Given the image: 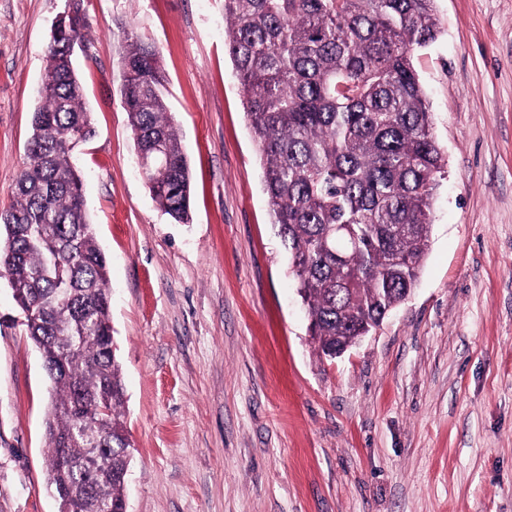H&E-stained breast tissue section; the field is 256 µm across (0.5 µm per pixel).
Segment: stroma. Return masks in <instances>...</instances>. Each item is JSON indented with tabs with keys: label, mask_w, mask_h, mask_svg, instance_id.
Masks as SVG:
<instances>
[{
	"label": "stroma",
	"mask_w": 512,
	"mask_h": 512,
	"mask_svg": "<svg viewBox=\"0 0 512 512\" xmlns=\"http://www.w3.org/2000/svg\"><path fill=\"white\" fill-rule=\"evenodd\" d=\"M97 127L78 155L108 258L134 446L127 512H512V0H436L414 55L444 166L419 283L328 359L310 336L227 51L224 0H80ZM68 0H0V210ZM158 52L192 170L158 208L120 96L128 34ZM51 384L0 279V512H57Z\"/></svg>",
	"instance_id": "1"
}]
</instances>
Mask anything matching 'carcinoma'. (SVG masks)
Instances as JSON below:
<instances>
[{"label":"carcinoma","instance_id":"carcinoma-1","mask_svg":"<svg viewBox=\"0 0 512 512\" xmlns=\"http://www.w3.org/2000/svg\"><path fill=\"white\" fill-rule=\"evenodd\" d=\"M435 0H224L228 53L263 160L318 351L354 346L415 288L442 169L413 65L439 33ZM16 199L0 212V279L52 384L47 477L74 512H124L131 462L107 258L85 210L68 139L95 134L63 35L46 46ZM122 100L137 153L167 162L150 192L189 218L190 165L163 92L157 51L128 38ZM94 428L97 452L82 431Z\"/></svg>","mask_w":512,"mask_h":512}]
</instances>
